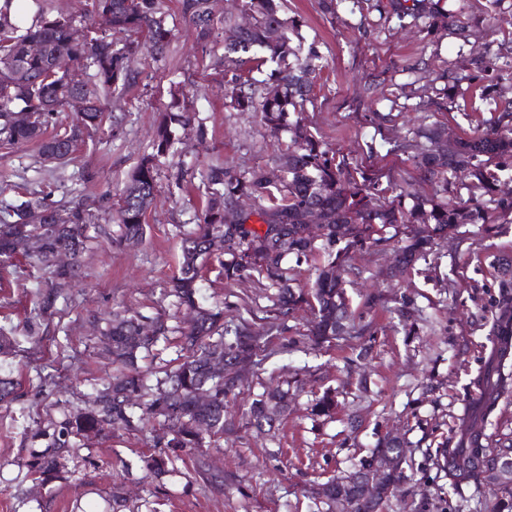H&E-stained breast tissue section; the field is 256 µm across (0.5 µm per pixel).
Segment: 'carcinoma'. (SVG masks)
<instances>
[{
  "label": "carcinoma",
  "mask_w": 512,
  "mask_h": 512,
  "mask_svg": "<svg viewBox=\"0 0 512 512\" xmlns=\"http://www.w3.org/2000/svg\"><path fill=\"white\" fill-rule=\"evenodd\" d=\"M442 0H353L359 12L375 10L396 19L399 25H420L430 37L450 27L465 38L474 29L492 36L484 51L450 63L438 74L439 87L431 88L419 105L449 111L456 108L455 95L462 85L479 91L487 111L497 114L462 131L437 123L423 124L407 131L404 138L388 142L386 153L403 155L435 187L432 196L417 193L406 180L383 185L353 163L316 139L303 124L305 105L313 101L314 89L325 68L316 43L304 44L302 22L288 17L282 0H243L251 26L238 28L232 18L214 22L209 0H181L184 17L195 27L203 45L224 39L223 62L234 69L224 84V105L235 112H255L264 126L288 133L283 177L276 180L265 171L233 172L220 165L208 168V197L197 215L198 230L180 241L182 261L171 282L170 294L179 306L192 314L186 326H170L162 316L150 318L137 312L117 313L103 336L115 366L112 383L98 393L84 410L65 418L52 431L38 430L36 437L47 440L45 448H32L20 465L22 479L41 483L57 478L65 468L66 455L76 452L71 440L90 433L114 431L144 433L162 422L167 448H180L193 455V472L211 490L222 493L233 479L210 473L205 449L211 439L236 433L224 417V402L239 388L231 374H216V363L230 364L249 356L253 350L255 324L245 318L234 327L224 325V308L200 306L202 272L213 255L221 256L215 267L217 277L233 282L248 275L262 288L272 289L269 312L273 322L268 331L284 326L299 310L311 313L305 336L319 347L335 340L348 341L366 335L370 325L355 314L346 293L347 275L359 269L349 265L352 255L366 246H381L391 252L390 274L414 272L448 287V277L437 274L436 241L458 233L463 224H500L512 217V195L500 193L501 183L512 180V31L499 26L504 3L512 0H454L445 9ZM162 0H93V10L83 28L70 18L44 14L29 28L0 22V136L12 143L36 142L41 158L49 153L70 156L83 142L82 129L106 122L101 100H120L136 74L127 58L143 47L162 54L172 40L161 13ZM41 45L40 56L30 54V45ZM270 65L263 80L252 76L254 68ZM94 70L92 80L83 70ZM415 94L414 83L391 82L384 99L387 113H373L370 121L390 123L405 101ZM82 95L87 106L74 113L64 132L43 137L53 116L67 109L70 98ZM188 108L170 103L158 126L152 151L144 155L131 172L112 218L120 224L122 237L130 243L146 235L145 216L157 186L160 158L173 144L174 130L190 122ZM464 190L471 205L456 202ZM247 196L255 208L244 221L224 223V211L236 199ZM0 220V263L22 257L30 263L52 264L61 251L71 254L67 267L55 266L51 280L39 292L36 318L59 313L57 302L65 297L77 276L79 257L84 251L85 229L93 215L81 203L68 206L35 197L6 206ZM315 212L321 234H307L306 217ZM257 220L267 229H258ZM279 229L278 238L268 240V228ZM394 234L387 235V230ZM295 264L309 263L314 279L303 288L292 287ZM497 310L492 335L512 337V259L497 262ZM392 323L405 330L413 328L414 305L405 298L393 299L387 307ZM176 336L184 351L177 364L162 370L156 389L146 392L145 374L139 370L138 354L168 342ZM482 398L472 406L471 431L461 434L459 444L448 457V476L459 487L473 482H494L492 469L480 466V451L497 456L512 453V440L496 447L483 444L485 417L499 398L512 389V378L499 365L483 371ZM21 384L0 377V405L17 401ZM336 408L330 390L316 399L312 412L329 416ZM288 410V392L268 389L247 403V425L260 432L275 430L276 416ZM404 443L385 439L370 455L359 461L364 468L389 454L403 455ZM318 497L328 506L338 497L346 512H382L388 496L379 491L367 500L351 487L331 479L322 484ZM489 512H512V485L503 486L491 502Z\"/></svg>",
  "instance_id": "carcinoma-1"
}]
</instances>
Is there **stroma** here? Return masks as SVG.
Listing matches in <instances>:
<instances>
[{
	"mask_svg": "<svg viewBox=\"0 0 512 512\" xmlns=\"http://www.w3.org/2000/svg\"><path fill=\"white\" fill-rule=\"evenodd\" d=\"M284 10L302 19V35L316 41L327 63L303 114L307 128L340 156L361 159L368 146H376L382 156L368 174L383 182L404 178L431 194L411 162L383 153L386 141L404 136L422 113L409 111L394 125L377 128L365 115L388 103L364 98L363 79L380 72L404 80L405 60L421 50L442 66L456 59L459 39L442 32L421 47L413 29L385 22L375 12L361 17L350 0H341L332 17L321 11L319 0H285ZM163 12L174 33L170 47L159 56L145 50L132 58L137 78L125 90L123 107L102 104L116 124L91 131L71 160L48 164L37 144L0 142V210L47 188L54 200L83 201L95 215L79 276L57 303L60 319L41 328L40 344L22 339L14 351L0 354V377L22 382L20 401L0 407V512H328L315 495L318 485L350 470L388 435L407 444V479L385 512H486L492 487L471 483L454 491L434 451L455 447L468 420L473 381L491 355L486 304L498 292L491 261L512 256V224H466L440 240L444 289L420 275L389 277V255L380 248L355 253L351 264L361 274L348 277L346 290L353 310L370 323L369 335L307 346L303 335L310 314L304 310L288 318L285 331L267 335L265 359L247 367L240 397L228 402L227 419L240 431L216 443V457L234 479L225 493L205 491L187 462L154 475L141 460L154 451L151 434L122 431L81 439L78 458L68 461L60 478L44 485L22 481L23 457L44 445L35 431L86 407L111 379L112 358L101 339L113 313L129 308L150 317L177 315L169 282L179 270L180 239L194 229L205 202L208 164L235 172L281 171L284 136L267 131L254 113L224 106V74L215 65L222 45H198L179 0H164ZM175 93L184 95L192 125L176 130L160 161L145 240L122 241L119 225L106 220L99 204L118 197L129 173L150 153ZM49 276V267L23 259L0 266V327L32 323ZM202 295L204 306H223L228 321L249 310L262 318L269 304L252 277L227 283L208 274ZM401 295L410 296L423 316L409 334L393 326L387 313L391 299ZM284 379L291 402L276 434L247 427L243 395ZM328 388L337 391L334 417L313 415L316 398Z\"/></svg>",
	"mask_w": 512,
	"mask_h": 512,
	"instance_id": "1",
	"label": "stroma"
}]
</instances>
